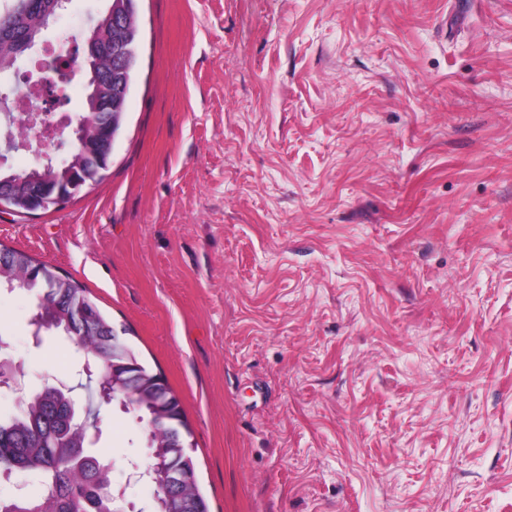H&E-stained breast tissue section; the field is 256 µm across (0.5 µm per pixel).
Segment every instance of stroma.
Returning a JSON list of instances; mask_svg holds the SVG:
<instances>
[{
  "instance_id": "stroma-1",
  "label": "stroma",
  "mask_w": 512,
  "mask_h": 512,
  "mask_svg": "<svg viewBox=\"0 0 512 512\" xmlns=\"http://www.w3.org/2000/svg\"><path fill=\"white\" fill-rule=\"evenodd\" d=\"M108 0H71L82 43ZM112 165L0 244L87 288L161 371L210 512H512V0H138ZM25 373L88 389L74 341ZM140 512L145 426L100 405Z\"/></svg>"
}]
</instances>
